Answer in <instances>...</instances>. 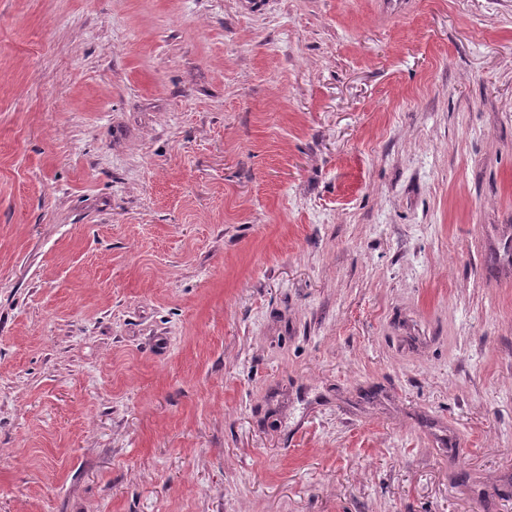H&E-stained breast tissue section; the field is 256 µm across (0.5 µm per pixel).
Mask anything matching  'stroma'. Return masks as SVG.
<instances>
[{"instance_id":"obj_1","label":"stroma","mask_w":512,"mask_h":512,"mask_svg":"<svg viewBox=\"0 0 512 512\" xmlns=\"http://www.w3.org/2000/svg\"><path fill=\"white\" fill-rule=\"evenodd\" d=\"M0 512H512V0H0Z\"/></svg>"}]
</instances>
